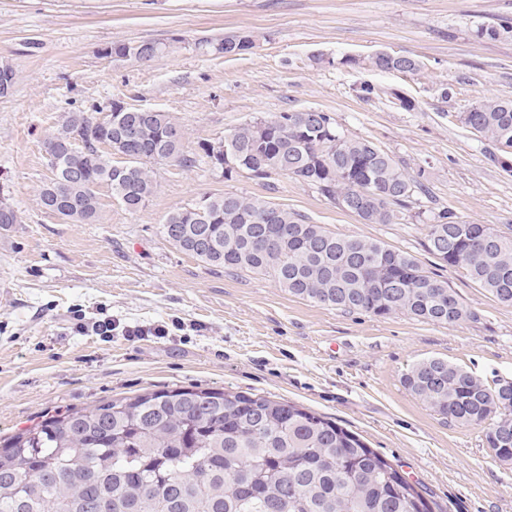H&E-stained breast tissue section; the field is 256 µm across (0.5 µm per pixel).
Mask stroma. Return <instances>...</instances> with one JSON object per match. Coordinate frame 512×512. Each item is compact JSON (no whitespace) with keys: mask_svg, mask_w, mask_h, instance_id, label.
Returning <instances> with one entry per match:
<instances>
[{"mask_svg":"<svg viewBox=\"0 0 512 512\" xmlns=\"http://www.w3.org/2000/svg\"><path fill=\"white\" fill-rule=\"evenodd\" d=\"M512 19V0H0V62L17 73L0 99V199L21 221L0 229V433L58 410L163 388H228L331 418L420 484L432 512H512V464L481 428L434 413L401 382L439 357L488 385L512 381V304L428 253L426 226L447 210L512 237V168L458 112L512 99V37L480 28ZM245 34L234 57L196 38ZM164 40L147 63L116 60V42ZM415 58L411 73L347 66L351 55ZM334 58L316 65L315 56ZM381 90L365 98L363 85ZM412 101L404 108L402 99ZM168 113L187 151L235 127L315 109L395 157L429 189L397 224H366L316 187L282 174L225 180L206 163L155 165L156 190L135 212L100 185L98 219L44 209V139L72 112L105 118L113 101ZM264 197L325 230L379 240L440 276L469 310L454 324L396 312H344L288 294L270 277L231 275L165 241L166 216L204 194ZM120 330L84 335L78 317ZM162 325L166 335H124Z\"/></svg>","mask_w":512,"mask_h":512,"instance_id":"stroma-1","label":"stroma"}]
</instances>
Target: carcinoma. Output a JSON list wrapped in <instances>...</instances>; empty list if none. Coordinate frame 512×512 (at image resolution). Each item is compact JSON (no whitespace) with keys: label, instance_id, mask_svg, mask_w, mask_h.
<instances>
[{"label":"carcinoma","instance_id":"cac0c4a2","mask_svg":"<svg viewBox=\"0 0 512 512\" xmlns=\"http://www.w3.org/2000/svg\"><path fill=\"white\" fill-rule=\"evenodd\" d=\"M237 36L199 38L195 49L223 56ZM170 45L155 40L117 42L106 54L152 61ZM383 72H412L411 56L372 57ZM16 72L0 63V97ZM300 112H282L237 126L217 142L184 149L171 138L167 113L112 105L97 121L73 112L44 141L53 177L39 194L65 219L91 224L96 189L105 184L128 211L154 194L153 166L190 169L204 160L258 178L282 173L316 187L350 209L363 190L374 203L357 216L367 224H395L410 199L425 192L370 141L341 131L328 113L312 124ZM458 121L512 157V99L476 102ZM135 127L133 136L127 135ZM119 155L122 160H114ZM78 172L79 178L72 177ZM20 223L0 199V228ZM427 251L503 303H512V238L484 224H467L441 211L426 225ZM165 240L177 250L229 274L271 277L289 294L347 312L374 316L403 312L433 324L473 318L448 282L427 274L412 255L369 238L338 236L303 216L258 197L205 194L168 214ZM405 388L437 415L482 428L492 456L512 464V385H486L472 372L438 357L414 363ZM500 420L486 423L490 413ZM0 512H432L419 484L410 481L354 432L288 401L220 389L176 387L96 401L46 415L0 436Z\"/></svg>","mask_w":512,"mask_h":512}]
</instances>
